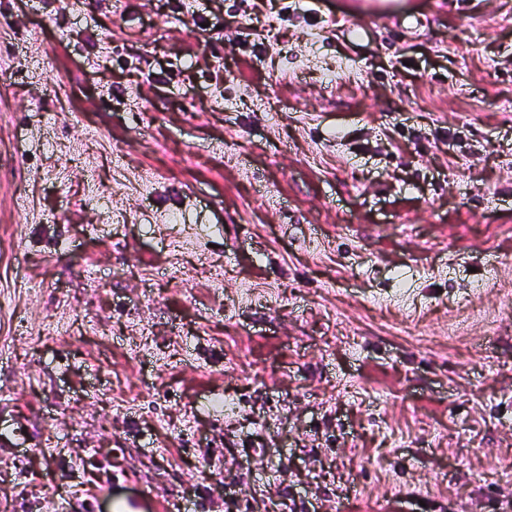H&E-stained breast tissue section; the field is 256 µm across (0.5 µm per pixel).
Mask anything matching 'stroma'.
Masks as SVG:
<instances>
[{
	"instance_id": "obj_1",
	"label": "stroma",
	"mask_w": 512,
	"mask_h": 512,
	"mask_svg": "<svg viewBox=\"0 0 512 512\" xmlns=\"http://www.w3.org/2000/svg\"><path fill=\"white\" fill-rule=\"evenodd\" d=\"M508 468L512 0H0V512Z\"/></svg>"
}]
</instances>
